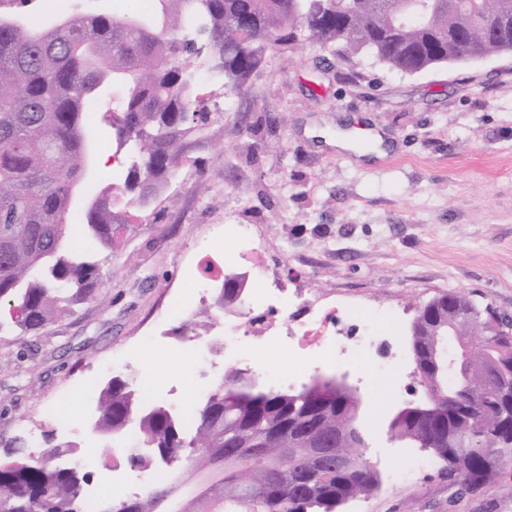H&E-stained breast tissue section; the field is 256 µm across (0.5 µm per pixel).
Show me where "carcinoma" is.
<instances>
[{"instance_id": "1", "label": "carcinoma", "mask_w": 512, "mask_h": 512, "mask_svg": "<svg viewBox=\"0 0 512 512\" xmlns=\"http://www.w3.org/2000/svg\"><path fill=\"white\" fill-rule=\"evenodd\" d=\"M512 0H149V6L76 14L45 30L30 27L19 10L0 14V307L15 327L38 332L72 316L105 282L103 266L125 215L115 200L147 205L212 124L224 119L197 92V72L223 75L238 88L259 73L272 46L299 42L334 45L347 55L367 51L405 74L483 58L512 42V28L494 37L473 26L448 39L458 11L491 13ZM193 19L206 50L190 49ZM121 87L103 110L107 81ZM112 130L128 164L121 185L109 183L83 209L71 201L89 160L93 118ZM80 217L89 248L68 244ZM241 274L224 275L212 308L244 303ZM458 312L456 334L465 349L456 382L426 389V401L396 414L389 429L445 463L448 481L481 487L512 461V317L467 296L441 294L417 312L413 349L420 377L432 382L435 318ZM93 428L129 449L127 461L144 468L195 448V466L212 470L186 489L182 472L167 483L97 512H334L344 501L373 491L377 476L358 444L361 399L335 382H313L282 392L261 385L229 363L204 404L187 418L143 398L132 381L113 376L101 389ZM0 457V512H83L87 474L77 448L56 445L32 459L24 437Z\"/></svg>"}]
</instances>
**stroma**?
I'll return each mask as SVG.
<instances>
[{"label":"stroma","instance_id":"obj_1","mask_svg":"<svg viewBox=\"0 0 512 512\" xmlns=\"http://www.w3.org/2000/svg\"><path fill=\"white\" fill-rule=\"evenodd\" d=\"M117 6L32 0L25 17L42 29ZM199 91L224 119L167 192L132 210L104 287L45 331L0 334V449L18 435L36 454L69 443L93 476L85 502L143 493V470L125 451L104 453L87 424L97 391L124 375L186 413L231 362L281 391L333 375L361 396L379 486L336 512H512V471L462 490L443 462L386 427L395 407L423 400L411 336L420 307L456 291L512 316V52L406 75L363 53L276 47L240 89L206 75ZM358 122L382 134L384 156L321 137ZM235 240L255 248L259 279L290 290L287 308L250 297L244 312L278 322L300 314L302 299L333 298L324 334L365 337L376 369L356 372L353 351L329 358L314 343L307 375L291 382L273 375L287 353L264 339L215 352L224 322L201 315L215 280L204 257Z\"/></svg>","mask_w":512,"mask_h":512}]
</instances>
